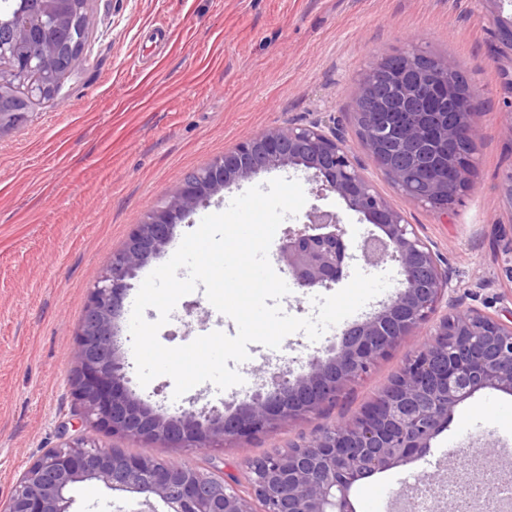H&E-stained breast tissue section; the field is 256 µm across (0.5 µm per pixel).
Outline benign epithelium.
I'll use <instances>...</instances> for the list:
<instances>
[{
	"label": "benign epithelium",
	"mask_w": 512,
	"mask_h": 512,
	"mask_svg": "<svg viewBox=\"0 0 512 512\" xmlns=\"http://www.w3.org/2000/svg\"><path fill=\"white\" fill-rule=\"evenodd\" d=\"M494 26L496 60L502 84L512 94V12L506 0H479ZM91 0H19L0 13V133L10 115L7 91L33 74L29 94L43 96L80 61L83 47L61 51L73 28L95 27ZM399 77L403 102L421 96L434 107L448 98V87L417 69L416 53L402 55ZM481 104L452 112L384 111L369 85L360 87L357 112L359 147L367 152L397 191L427 205L448 220L470 185L482 142ZM301 167L314 172L316 192L340 196L347 206L382 230L361 244L371 264H399L395 298L367 319L344 328L335 356L314 358L294 379L272 373L274 388L255 395L233 414L205 406L160 412L128 386L121 352V317L136 272L160 258L174 230L224 188L260 171ZM335 214L313 212L297 229L284 232L278 257L294 287L307 293L340 282L349 267V246ZM439 256L415 225L382 197L363 172L354 148L334 127L318 122L257 133L215 158L203 174L185 178L176 193L150 210L123 247L112 255L91 289L73 352L72 379L82 422L119 437H136L162 448H214L230 440L268 433L336 404L351 380L370 371L404 338L427 325L446 303L433 338L410 359L384 391L381 401L283 452L246 462L242 480L191 466H173L152 455H130L103 448L80 433L46 449L18 479L0 512H73L71 486L98 481L114 492L161 501L165 512H355L350 491L377 471L406 465L432 447L456 408L477 391L512 394V309L488 313L465 307Z\"/></svg>",
	"instance_id": "obj_1"
}]
</instances>
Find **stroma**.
Returning <instances> with one entry per match:
<instances>
[{"mask_svg": "<svg viewBox=\"0 0 512 512\" xmlns=\"http://www.w3.org/2000/svg\"><path fill=\"white\" fill-rule=\"evenodd\" d=\"M98 25L83 59L55 99L31 107L25 120L0 133V500L61 428L81 429L72 388V350L90 289L134 224L169 198L185 175L206 167L246 137L288 125L335 120L348 145L358 143L352 119L359 83L381 57L412 49L451 58L484 102L483 142L474 185L450 223L397 192L365 152L357 157L374 187L415 224L438 254L464 305L493 313L512 307V211L498 201L501 176L512 168V108L493 54L492 25L479 0H94ZM275 178L298 181L304 212L336 213L355 255L351 268L391 273L390 286L350 317L358 322L390 301L399 266L365 263L357 248L375 225L338 195H315L306 171L257 173L215 195L176 229L194 231L225 200ZM220 331L235 336L233 319L217 311L204 287L177 302L158 331L177 347ZM339 326L313 341L301 331L279 348L248 346L236 366L244 386L201 383L175 396L170 377L129 386L155 409L208 405L234 412L250 395L267 393L268 370H307L312 358L334 356ZM426 326L403 339L371 371L349 383L336 405L277 430L216 448H162L94 431L105 448L150 454L169 462L215 467L240 476L246 460L287 450L357 415L433 334ZM474 469L492 463L512 470V395L481 390L454 413L433 443L431 464L389 470L384 482L356 488L389 512L397 494L424 475L443 479L460 455ZM75 512H135L138 495L103 483L78 484Z\"/></svg>", "mask_w": 512, "mask_h": 512, "instance_id": "stroma-1", "label": "stroma"}]
</instances>
